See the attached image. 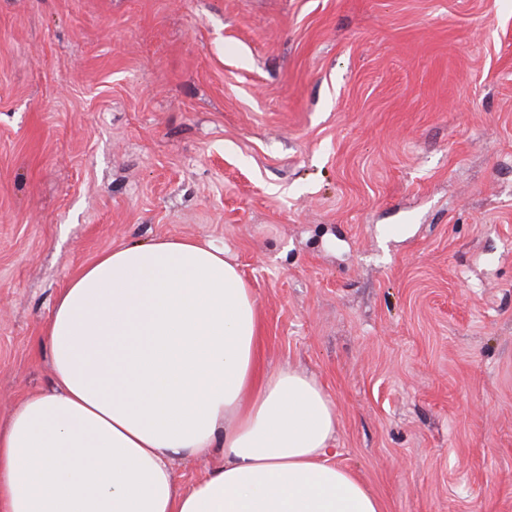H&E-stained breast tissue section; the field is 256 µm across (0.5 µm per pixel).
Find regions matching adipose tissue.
<instances>
[{"instance_id":"ef3b65f1","label":"adipose tissue","mask_w":512,"mask_h":512,"mask_svg":"<svg viewBox=\"0 0 512 512\" xmlns=\"http://www.w3.org/2000/svg\"><path fill=\"white\" fill-rule=\"evenodd\" d=\"M253 288L221 248L101 253L44 328L50 390L0 427V512H383L336 465L318 380L259 361ZM223 453L179 490L173 462Z\"/></svg>"}]
</instances>
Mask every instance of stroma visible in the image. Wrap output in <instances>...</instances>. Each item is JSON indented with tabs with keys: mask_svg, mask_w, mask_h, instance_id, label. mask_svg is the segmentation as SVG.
<instances>
[{
	"mask_svg": "<svg viewBox=\"0 0 512 512\" xmlns=\"http://www.w3.org/2000/svg\"><path fill=\"white\" fill-rule=\"evenodd\" d=\"M223 247L384 512H512V0H0V423L103 251Z\"/></svg>",
	"mask_w": 512,
	"mask_h": 512,
	"instance_id": "stroma-1",
	"label": "stroma"
}]
</instances>
